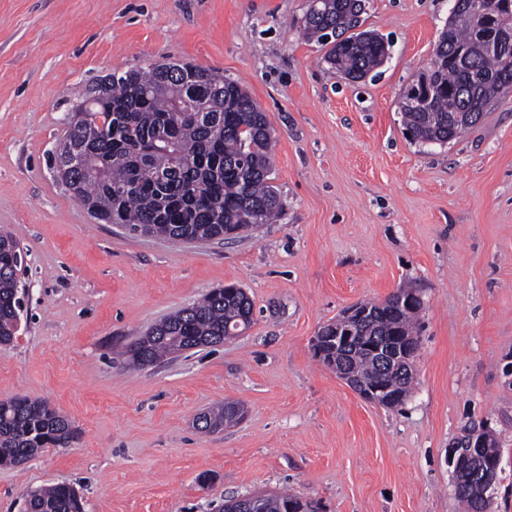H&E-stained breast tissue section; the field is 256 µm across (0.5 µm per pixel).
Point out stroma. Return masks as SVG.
I'll return each instance as SVG.
<instances>
[{"mask_svg": "<svg viewBox=\"0 0 512 512\" xmlns=\"http://www.w3.org/2000/svg\"><path fill=\"white\" fill-rule=\"evenodd\" d=\"M308 0H0V230L28 253L23 317L0 346V399L65 414L67 448L0 467V512L66 482L85 512H212L290 491L324 512H459L449 444L501 448L494 512H512V90L447 145L404 133L400 96L431 60L451 0H366L390 43L350 82L303 36ZM188 62L239 82L273 130L283 215L232 240L182 243L96 222L50 166L92 81ZM229 283L243 335L127 370L117 354ZM424 302L417 381L389 409L311 349L320 327L400 286ZM240 403L237 424L196 416ZM211 474L201 482V474ZM238 406L236 403H224L208 411H205L196 418V425L199 429L205 431H216L226 424L232 423L233 408Z\"/></svg>", "mask_w": 512, "mask_h": 512, "instance_id": "1", "label": "stroma"}]
</instances>
